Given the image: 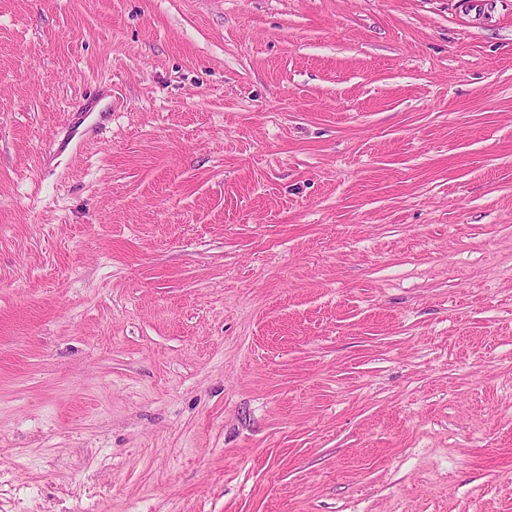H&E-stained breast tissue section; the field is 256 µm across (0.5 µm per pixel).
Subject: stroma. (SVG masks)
<instances>
[{
  "instance_id": "obj_1",
  "label": "stroma",
  "mask_w": 512,
  "mask_h": 512,
  "mask_svg": "<svg viewBox=\"0 0 512 512\" xmlns=\"http://www.w3.org/2000/svg\"><path fill=\"white\" fill-rule=\"evenodd\" d=\"M0 512H512V0H0Z\"/></svg>"
}]
</instances>
